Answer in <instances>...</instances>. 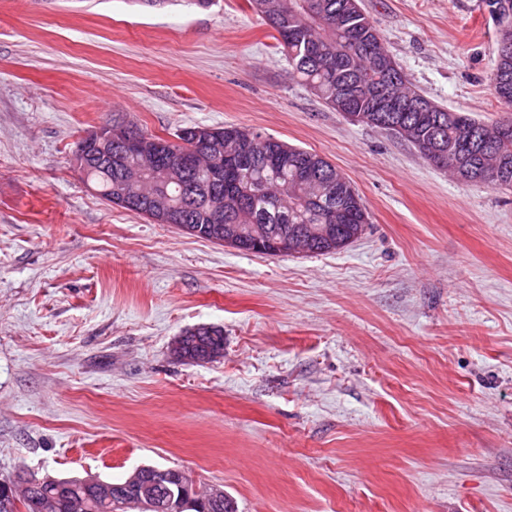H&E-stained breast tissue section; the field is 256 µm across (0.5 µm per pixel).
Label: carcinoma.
<instances>
[{"label":"carcinoma","instance_id":"obj_1","mask_svg":"<svg viewBox=\"0 0 512 512\" xmlns=\"http://www.w3.org/2000/svg\"><path fill=\"white\" fill-rule=\"evenodd\" d=\"M349 0H248L249 8L262 17L276 33L278 48L288 59L292 73L309 90L336 112L375 115L379 97L387 92L398 101L415 97L400 69L384 66L390 56L369 18L347 7ZM396 116L409 129L406 141L430 164L450 171L465 163L468 182L499 185L500 166L508 165L512 179V132L504 136L503 127L512 128V119L486 125L467 113H457L462 126L448 124V110L434 104L430 112H398ZM486 132L489 140L476 136L465 139L464 128ZM125 158L105 167L89 162L86 181L104 199L110 188L124 177ZM311 173L333 188L323 205L310 208L303 198L313 194L314 186L303 183ZM334 165L317 153L295 148L273 137L257 142L245 162L224 169V229L237 231L236 249L251 252L254 238L273 248L283 233H303L319 224L336 226L334 236L313 238L311 253L339 251L360 238L370 223L369 214L358 193ZM201 171H183L168 193L177 205L179 223L189 226L188 234L211 240L208 226L213 215L204 203L208 187ZM201 344L224 350V332L201 326L186 331L185 351L192 353ZM22 512H127L112 500L94 494L81 478L17 476ZM181 491L174 483L159 497L156 512H199L197 509L168 507L167 498L178 503Z\"/></svg>","mask_w":512,"mask_h":512}]
</instances>
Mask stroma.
<instances>
[{
  "label": "stroma",
  "mask_w": 512,
  "mask_h": 512,
  "mask_svg": "<svg viewBox=\"0 0 512 512\" xmlns=\"http://www.w3.org/2000/svg\"><path fill=\"white\" fill-rule=\"evenodd\" d=\"M407 81L484 123L485 0H360ZM246 0H0V479L136 467L237 512H512V188L328 108ZM316 152L370 217L325 255L244 253L112 205L75 168L111 118ZM224 330L205 364L176 337Z\"/></svg>",
  "instance_id": "35a3bbf8"
}]
</instances>
